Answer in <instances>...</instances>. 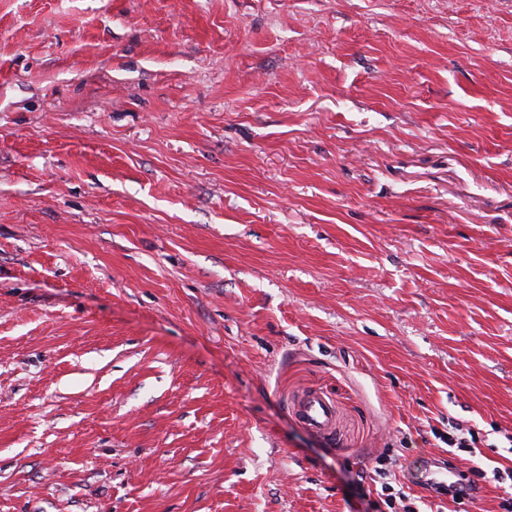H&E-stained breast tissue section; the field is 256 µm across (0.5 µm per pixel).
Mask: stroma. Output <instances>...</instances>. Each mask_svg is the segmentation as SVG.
Returning <instances> with one entry per match:
<instances>
[{"mask_svg":"<svg viewBox=\"0 0 512 512\" xmlns=\"http://www.w3.org/2000/svg\"><path fill=\"white\" fill-rule=\"evenodd\" d=\"M510 433L512 0H0V512L418 508ZM299 417L309 427L326 434H331L334 410L324 398L310 395L299 407Z\"/></svg>","mask_w":512,"mask_h":512,"instance_id":"35a3bbf8","label":"stroma"}]
</instances>
